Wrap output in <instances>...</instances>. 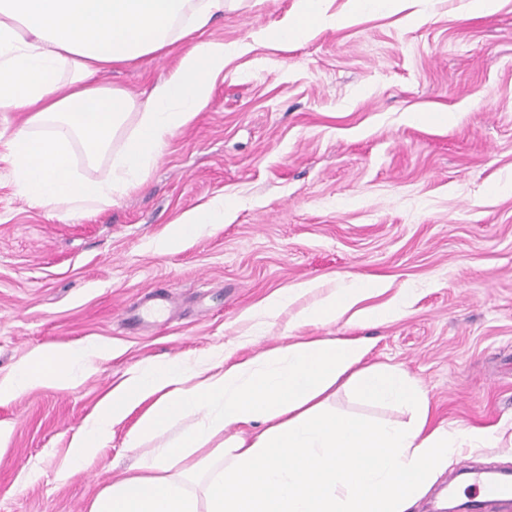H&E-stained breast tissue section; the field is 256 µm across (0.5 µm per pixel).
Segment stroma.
I'll use <instances>...</instances> for the list:
<instances>
[{
  "label": "stroma",
  "mask_w": 512,
  "mask_h": 512,
  "mask_svg": "<svg viewBox=\"0 0 512 512\" xmlns=\"http://www.w3.org/2000/svg\"><path fill=\"white\" fill-rule=\"evenodd\" d=\"M300 0H246L207 38L244 43L207 105L169 140L144 184L96 214L34 209L0 162V379L34 352L87 341L106 351L72 389L37 386L0 400V512H88L141 453L173 442L183 418L127 448L136 407L82 469L69 442L112 387L146 360L220 350L244 359L310 337H367L370 362L394 364L425 388L434 422L492 429L466 448L413 506L437 512L458 470H512V0L492 14L470 0H401L357 14L324 0L343 26L317 25L287 45L251 32L298 12ZM183 53L144 57L101 83L141 95ZM458 113L450 126L413 112ZM170 253L153 240L216 200ZM415 289L405 316L355 329L346 320L296 326L297 315L346 273ZM314 283L301 294L300 284ZM172 318L130 325L149 290ZM293 290L287 306L268 299Z\"/></svg>",
  "instance_id": "35a3bbf8"
}]
</instances>
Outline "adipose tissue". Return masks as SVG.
<instances>
[{"label": "adipose tissue", "mask_w": 512, "mask_h": 512, "mask_svg": "<svg viewBox=\"0 0 512 512\" xmlns=\"http://www.w3.org/2000/svg\"><path fill=\"white\" fill-rule=\"evenodd\" d=\"M242 0H0V112H23L6 141L21 197L33 208L75 216L112 204L145 182L169 139L206 105L213 81L240 44L206 38L212 20ZM186 49L145 101L98 74L143 57ZM106 160L105 178L88 179L73 162ZM224 221L215 202L184 215L172 249L203 224ZM382 282L358 274L304 309L303 323H367L406 314L412 291L361 308ZM360 336L298 340L228 361L216 351L193 359L140 363L108 392L73 436L81 467L112 439L130 410L148 403L127 445L184 416L202 413L176 444L140 458L139 473L110 484L89 512H407L462 448L492 445L490 429L434 423L426 391L403 369L369 363ZM101 347L89 341L64 352L45 349L0 380V400L36 385L74 386ZM356 399L407 409L405 421L377 422L330 409L336 386Z\"/></svg>", "instance_id": "1"}]
</instances>
